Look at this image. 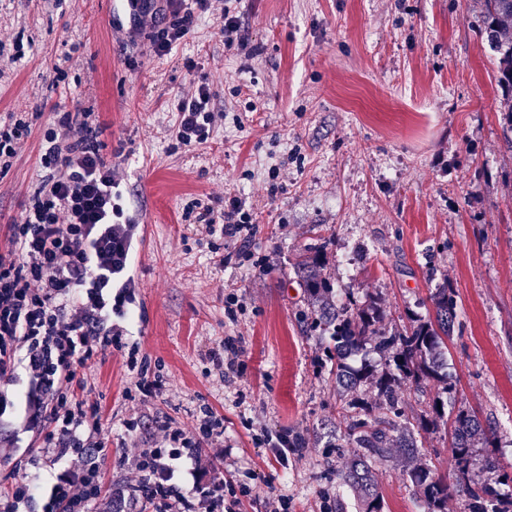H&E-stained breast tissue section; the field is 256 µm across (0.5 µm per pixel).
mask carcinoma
Returning <instances> with one entry per match:
<instances>
[{
  "mask_svg": "<svg viewBox=\"0 0 512 512\" xmlns=\"http://www.w3.org/2000/svg\"><path fill=\"white\" fill-rule=\"evenodd\" d=\"M479 33L493 53L495 80L502 90L503 131L512 144V0H482ZM331 241L307 244L291 269L310 310V327L333 346L323 348L320 369L336 381V423L323 433L326 448L351 453L340 484L355 495L356 512H384L375 475L395 465L422 512H447L457 498L464 512H512V465L486 450L492 428L460 407L448 384V339L460 325V311L448 278L430 289L426 313L387 328V306L377 293L359 295L324 273ZM379 364L356 368L348 359L367 347ZM411 390L418 408H408ZM444 432L454 462L453 476H437L426 463V434Z\"/></svg>",
  "mask_w": 512,
  "mask_h": 512,
  "instance_id": "cac0c4a2",
  "label": "carcinoma"
}]
</instances>
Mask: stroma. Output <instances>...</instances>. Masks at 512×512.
<instances>
[{
    "mask_svg": "<svg viewBox=\"0 0 512 512\" xmlns=\"http://www.w3.org/2000/svg\"><path fill=\"white\" fill-rule=\"evenodd\" d=\"M248 53L224 50L216 14L204 15L167 58L124 26L122 0H0V40L26 55L0 66V114L43 105L89 110L105 126L104 153L138 229L123 278L126 342L166 380L142 408L145 427H185L201 404L224 419L241 512H264L268 492L293 512H320L340 488L332 448L276 460L261 432L311 436L336 419V384L319 374L317 336L290 262L300 246L334 236L357 247L353 266H328L381 295L394 323L419 312L443 274L460 307L448 342L459 404L494 431L512 464V146L501 92L478 30L480 0H232ZM196 63L187 71L185 58ZM64 84L52 86L54 64ZM208 85L224 114L207 143L170 137L178 98ZM30 138L0 173V239L19 222L41 175ZM237 197L248 240L208 234L184 218L193 200L222 209ZM238 336L245 369L225 384L209 349ZM101 407L102 445L91 454L111 490L128 471L123 421L137 377L123 353L87 371ZM385 512H421L392 468L379 470Z\"/></svg>",
    "mask_w": 512,
    "mask_h": 512,
    "instance_id": "stroma-1",
    "label": "stroma"
}]
</instances>
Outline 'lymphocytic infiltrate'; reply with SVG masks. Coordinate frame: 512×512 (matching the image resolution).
I'll return each instance as SVG.
<instances>
[{
    "instance_id": "obj_1",
    "label": "lymphocytic infiltrate",
    "mask_w": 512,
    "mask_h": 512,
    "mask_svg": "<svg viewBox=\"0 0 512 512\" xmlns=\"http://www.w3.org/2000/svg\"><path fill=\"white\" fill-rule=\"evenodd\" d=\"M126 8L133 28L151 20L150 48L163 57L185 41L213 0H126ZM176 110L180 121L171 137L185 147L206 143L220 118L202 83L178 98ZM38 118L35 112L0 118V171L12 167L21 143L35 133L46 171L0 246V377L21 370L28 378L20 429L40 435L42 446L15 469L49 472L42 512H102L100 470L87 455L102 442L99 408L83 391L89 363L124 347L126 296L113 293L112 277L127 267L136 226L112 195V164L95 113H60L41 132ZM193 208L206 232L238 238L250 228L237 198L219 210L199 200ZM229 455L224 421L211 407L203 408L195 429L156 421L144 443L125 449L131 478L113 486L112 501L140 500L147 512H240L221 467Z\"/></svg>"
}]
</instances>
